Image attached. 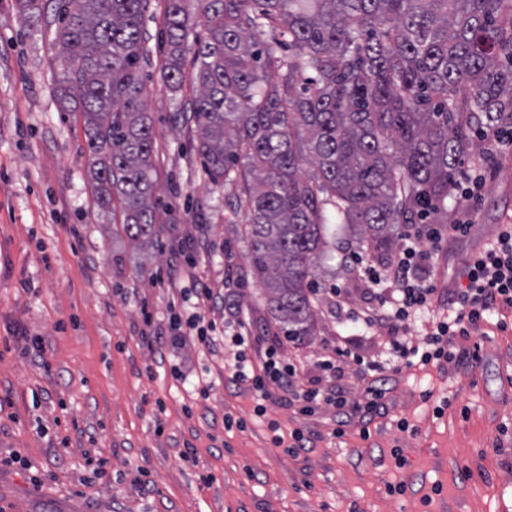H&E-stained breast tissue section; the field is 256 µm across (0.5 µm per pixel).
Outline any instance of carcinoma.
<instances>
[{"mask_svg": "<svg viewBox=\"0 0 512 512\" xmlns=\"http://www.w3.org/2000/svg\"><path fill=\"white\" fill-rule=\"evenodd\" d=\"M40 0H17L27 24ZM147 0H59L56 96L81 113L99 206L133 242L155 210L140 66ZM165 0L163 81L192 68L194 146L245 215L250 272L285 341L317 335L326 207L374 251L453 187L477 131L512 127V0Z\"/></svg>", "mask_w": 512, "mask_h": 512, "instance_id": "obj_1", "label": "carcinoma"}]
</instances>
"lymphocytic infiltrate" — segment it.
I'll return each mask as SVG.
<instances>
[{"mask_svg":"<svg viewBox=\"0 0 512 512\" xmlns=\"http://www.w3.org/2000/svg\"><path fill=\"white\" fill-rule=\"evenodd\" d=\"M469 226L458 221L442 229L430 224L408 225L388 268L378 270L361 266L359 275L366 283L377 286L375 303L355 313L363 328L370 330L391 322H404L418 312L432 307L436 288L423 276L424 265L433 261L444 237L465 235ZM460 284L449 289L443 300L449 316L436 321L427 330L422 343L410 346L400 340L390 343L394 357L418 358L420 365L448 362L454 357L452 348L457 339L480 335L487 312L499 308L512 309V225H502L495 238L462 265ZM177 304L193 303L194 310L186 321H169L167 327L155 325L152 316H145L141 333L149 347L163 344L185 346L198 344L208 349L234 347L231 359L224 362V380L239 385L249 383L257 400L276 396L287 403H302L312 412L327 405L333 408L335 420L346 424L352 419H372L384 410L383 390H371L363 400L351 399L335 389L325 391L305 387L293 364L283 362L276 348L266 349L262 361L250 359L248 350L254 338L249 324L243 320L218 328L210 313L223 305L224 296L208 284L196 283L194 290L177 291Z\"/></svg>","mask_w":512,"mask_h":512,"instance_id":"lymphocytic-infiltrate-1","label":"lymphocytic infiltrate"}]
</instances>
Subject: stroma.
<instances>
[{
  "label": "stroma",
  "mask_w": 512,
  "mask_h": 512,
  "mask_svg": "<svg viewBox=\"0 0 512 512\" xmlns=\"http://www.w3.org/2000/svg\"><path fill=\"white\" fill-rule=\"evenodd\" d=\"M56 25L54 0L36 28L16 0H0V512H512V310L487 314L479 361L389 372L386 413L338 437L326 408L305 414L272 398L255 417L251 389L225 386L223 353L150 351L142 313L168 324L176 266L181 285L221 289L215 320L244 314L258 338L250 357L282 345L306 386L366 398L374 381L362 366L388 362V331L353 322L368 285L349 259L381 269L392 255L361 247L328 210L336 244L313 269L318 332L281 344L243 227L229 223L224 189L194 148L183 116L192 87L174 95L162 81L164 0L146 5L142 64L158 222L151 239L131 242L96 202L80 113L54 94ZM462 163L482 166L486 180L479 199L455 190L445 202L450 218L469 212L472 228L425 269L441 291L457 284L473 247L512 225V150L475 148ZM335 286L345 307L331 299ZM21 327L42 356L16 338ZM340 342L349 355L326 371ZM200 376L212 384L204 395L193 387ZM295 431L304 450L275 445V434ZM391 484L405 493L389 495Z\"/></svg>",
  "instance_id": "stroma-1"
}]
</instances>
